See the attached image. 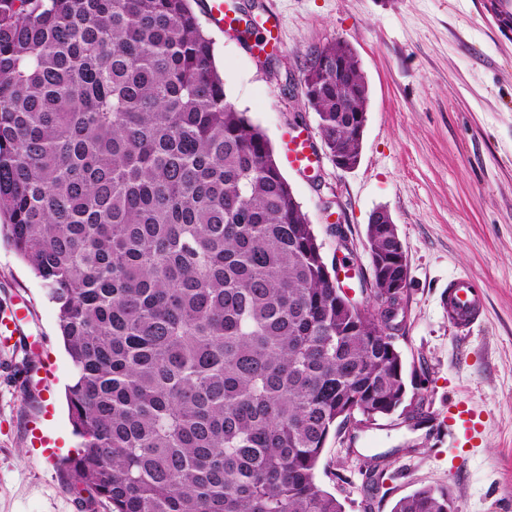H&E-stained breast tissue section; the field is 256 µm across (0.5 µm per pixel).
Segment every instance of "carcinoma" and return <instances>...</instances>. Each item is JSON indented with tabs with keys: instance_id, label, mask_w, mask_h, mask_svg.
I'll return each mask as SVG.
<instances>
[{
	"instance_id": "carcinoma-1",
	"label": "carcinoma",
	"mask_w": 512,
	"mask_h": 512,
	"mask_svg": "<svg viewBox=\"0 0 512 512\" xmlns=\"http://www.w3.org/2000/svg\"><path fill=\"white\" fill-rule=\"evenodd\" d=\"M307 104L360 153L348 44ZM343 79L336 82V65ZM0 215L75 370L66 483L86 512H344L317 480L336 419L406 396L394 328L336 303L264 131L227 98L191 0H0ZM392 224H370L377 297ZM373 456L364 476L383 485ZM391 512H458L421 487Z\"/></svg>"
}]
</instances>
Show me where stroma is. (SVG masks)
Returning <instances> with one entry per match:
<instances>
[{
	"label": "stroma",
	"instance_id": "stroma-1",
	"mask_svg": "<svg viewBox=\"0 0 512 512\" xmlns=\"http://www.w3.org/2000/svg\"><path fill=\"white\" fill-rule=\"evenodd\" d=\"M256 21L276 12L279 56L302 79L311 52L334 40L355 53L369 86L360 162L336 168L328 154L309 171L281 172L336 261L331 225H343L351 261L370 273L366 228L386 209L409 269L407 318L396 344L407 369L406 404L423 403L422 423L393 414L329 435L318 479L345 512H391L430 486L449 491L458 512H512V36L482 0H256ZM195 11L213 41L230 101L266 133L274 152L295 115L314 146L319 117L301 88L284 81L243 37ZM483 287L484 310L469 329L448 319L444 297L456 276ZM26 302L28 340L0 349V512H81L60 462L77 439L65 390L74 368L44 283L0 234V307ZM47 367L23 394L25 367ZM466 402L480 417L472 446L454 447L443 420ZM385 455V496L359 469ZM350 476V483L335 479Z\"/></svg>",
	"mask_w": 512,
	"mask_h": 512
}]
</instances>
